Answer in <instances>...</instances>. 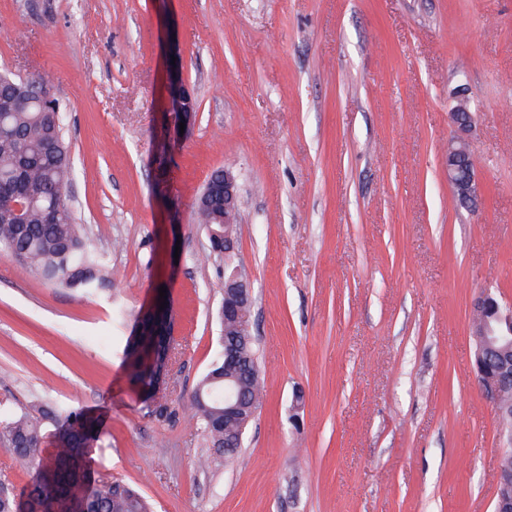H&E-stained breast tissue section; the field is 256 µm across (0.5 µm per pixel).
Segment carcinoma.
Here are the masks:
<instances>
[{
  "instance_id": "1",
  "label": "carcinoma",
  "mask_w": 512,
  "mask_h": 512,
  "mask_svg": "<svg viewBox=\"0 0 512 512\" xmlns=\"http://www.w3.org/2000/svg\"><path fill=\"white\" fill-rule=\"evenodd\" d=\"M33 86L48 92L46 76L15 79L0 75V252L10 256L26 275L58 287L95 292L111 284L104 258L93 247L86 227L76 222L67 203L72 161L63 135L64 109L54 97L33 98L26 107L18 96ZM24 209L17 222L16 206ZM198 223L207 233L206 259L224 260V239L217 235L224 220L222 209L196 208ZM167 309L137 320L143 329L140 343L157 346L156 361H146L132 342H126L129 379L146 408L162 417L167 407L157 398V378L170 340L157 336ZM248 332L239 330L238 344L249 365L235 368L241 388L254 409L261 408L263 387L251 377L257 361L255 345L243 344ZM217 356L197 382L188 413L199 426L212 454L199 459L208 466L219 458H239L240 447L224 446V435L235 431L224 424V336H219ZM54 427V451L45 454L41 444L48 427ZM0 441L14 456L35 468L24 497L29 512H153L149 500L121 480L94 488L91 457L100 450V424L82 408L63 411L47 407L34 416L0 409Z\"/></svg>"
}]
</instances>
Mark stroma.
<instances>
[{"mask_svg":"<svg viewBox=\"0 0 512 512\" xmlns=\"http://www.w3.org/2000/svg\"><path fill=\"white\" fill-rule=\"evenodd\" d=\"M173 45L199 104L176 142ZM1 72L48 76L66 106L68 204L112 286L55 288L0 255V402L96 415L97 482L154 512H494L512 441L475 380L471 311L486 288L512 305V0H0ZM460 91L475 206L448 183ZM224 167L266 396L239 460L202 469L183 406L224 292L194 201ZM162 292L167 420L123 354Z\"/></svg>","mask_w":512,"mask_h":512,"instance_id":"stroma-1","label":"stroma"}]
</instances>
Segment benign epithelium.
<instances>
[{
  "mask_svg": "<svg viewBox=\"0 0 512 512\" xmlns=\"http://www.w3.org/2000/svg\"><path fill=\"white\" fill-rule=\"evenodd\" d=\"M181 63L169 65L166 85V109L178 112L171 118L173 134L180 124L190 127L197 111V103L181 80ZM449 119L457 135L448 142V183L459 200L472 203L479 196L477 170L472 159L467 135L474 126V117L464 95L449 112ZM224 321L238 327L249 325L251 288L237 268L232 266V253L238 224V189L234 175L224 171ZM472 336L475 340L476 379L482 394L495 406L499 414H512V406L501 403L503 389L512 387V306L502 303L497 295L486 289L472 306ZM224 401V420L238 426L237 438L244 433L256 417V412L231 383ZM494 512H512V471L498 469Z\"/></svg>",
  "mask_w": 512,
  "mask_h": 512,
  "instance_id": "1",
  "label": "benign epithelium"
}]
</instances>
